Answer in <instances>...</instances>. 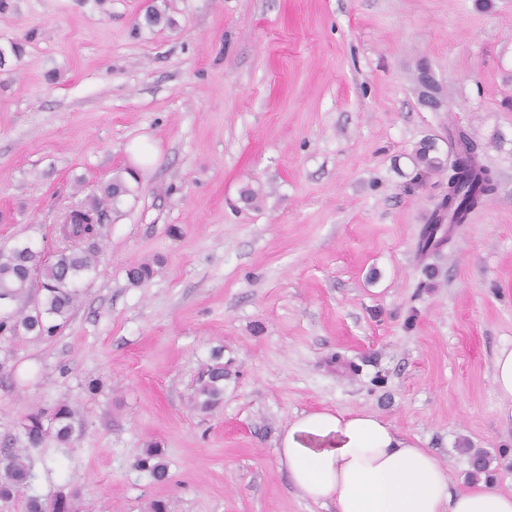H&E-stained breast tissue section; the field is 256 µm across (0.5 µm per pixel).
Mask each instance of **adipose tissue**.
Here are the masks:
<instances>
[{
	"label": "adipose tissue",
	"mask_w": 512,
	"mask_h": 512,
	"mask_svg": "<svg viewBox=\"0 0 512 512\" xmlns=\"http://www.w3.org/2000/svg\"><path fill=\"white\" fill-rule=\"evenodd\" d=\"M278 453L294 487L336 512H512V492L484 482L450 492L433 453L371 413H302Z\"/></svg>",
	"instance_id": "obj_1"
}]
</instances>
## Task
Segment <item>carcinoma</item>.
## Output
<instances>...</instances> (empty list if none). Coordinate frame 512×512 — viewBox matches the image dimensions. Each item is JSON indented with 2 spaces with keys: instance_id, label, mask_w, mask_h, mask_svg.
<instances>
[{
  "instance_id": "obj_1",
  "label": "carcinoma",
  "mask_w": 512,
  "mask_h": 512,
  "mask_svg": "<svg viewBox=\"0 0 512 512\" xmlns=\"http://www.w3.org/2000/svg\"><path fill=\"white\" fill-rule=\"evenodd\" d=\"M455 152L460 156L458 164L452 167L449 181L453 183L455 206L448 208L441 204L428 220L421 236V251L428 252L441 246L447 235L437 236L440 226L458 224L469 211L484 200L494 189L493 182L477 160L474 145L467 136L459 132L454 136ZM416 166L425 172L439 171L446 166L445 160L436 154L434 145L423 142L415 152ZM131 193L124 178L115 176L103 188V201L117 204ZM106 217V210L100 207L85 209L69 220L62 228L63 237L73 241L54 252L53 259L43 261L38 252L28 245H16L0 250V296L15 301L29 294L33 278L30 267L40 284L41 299L34 302L27 312H13L0 316V337L7 338L21 333H33L37 337H50L66 321L75 307L80 288L84 281L98 270L99 228ZM224 393V363L220 356H214L197 390V405L206 410L215 405ZM83 423L79 412L69 402L60 403L54 410L49 423H44V413L40 410L27 415V423L22 425L24 442L34 447L44 440L47 434L59 445L71 448L82 433ZM138 466L157 480L166 476V465L161 452L155 446L146 448ZM32 478L31 465L19 448H7L0 452V500L9 501L19 489L27 486ZM25 512H72L67 501L57 499L48 504L38 496H30L25 502Z\"/></svg>"
}]
</instances>
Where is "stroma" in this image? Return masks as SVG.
<instances>
[{"mask_svg": "<svg viewBox=\"0 0 512 512\" xmlns=\"http://www.w3.org/2000/svg\"><path fill=\"white\" fill-rule=\"evenodd\" d=\"M0 0V248L56 250L64 211L155 147L107 212L96 275L50 338L0 340V446L32 411L83 416L28 455L79 512H336L277 450L311 410L368 411L451 490L512 488L493 361L512 346V0ZM467 134L494 190L438 249ZM253 205L240 199L244 187ZM154 275L131 283L129 269ZM220 355L213 408L194 404ZM157 445L154 481L137 462ZM436 153V149L432 143H421L415 152L414 161L416 166L420 167L424 172L442 170L446 166V162Z\"/></svg>", "mask_w": 512, "mask_h": 512, "instance_id": "stroma-1", "label": "stroma"}]
</instances>
